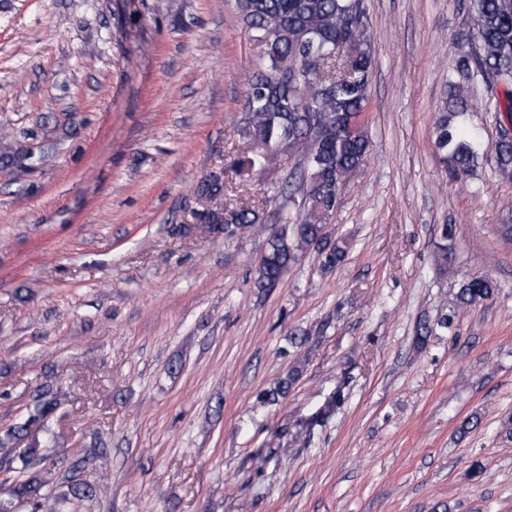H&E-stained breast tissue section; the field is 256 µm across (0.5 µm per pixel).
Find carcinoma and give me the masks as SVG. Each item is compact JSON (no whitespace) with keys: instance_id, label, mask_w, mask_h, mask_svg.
<instances>
[{"instance_id":"cac0c4a2","label":"carcinoma","mask_w":512,"mask_h":512,"mask_svg":"<svg viewBox=\"0 0 512 512\" xmlns=\"http://www.w3.org/2000/svg\"><path fill=\"white\" fill-rule=\"evenodd\" d=\"M242 23L254 32L266 57L264 68L246 79L245 100L238 121L239 133L251 145L237 165L251 172L265 170L271 159L286 155L299 161L300 178L288 183V194L301 197L295 219L271 228L268 247L257 268L258 288H272L289 265L310 249L317 251L321 268L330 272L345 258L343 246L331 241L324 227L338 206L339 189L364 162L370 140L362 114L371 84L374 52L362 0H235ZM469 37L474 50L458 52L448 71V94L435 125V148L443 155L449 174L464 179L478 165L482 144L463 133L455 119L469 112L478 82L505 77L503 98L493 96L494 111L512 122V0H467ZM497 175L512 181V139L493 144ZM0 159L21 162L26 152L0 136ZM224 192V179L212 175L199 188L200 196L213 200ZM206 224L249 227L261 223L259 212L242 208L222 216L213 210L197 214ZM495 282L484 276L461 281L456 300L471 306L492 298ZM296 379L291 372L262 393L276 401ZM339 396L331 394L300 422V432L323 424L335 412ZM57 408L50 398L24 422L9 428L0 442L19 449L23 466L32 469L42 459L45 420ZM49 481L40 473L16 483L0 512H76L77 502L90 496L83 482L60 484L45 493Z\"/></svg>"}]
</instances>
